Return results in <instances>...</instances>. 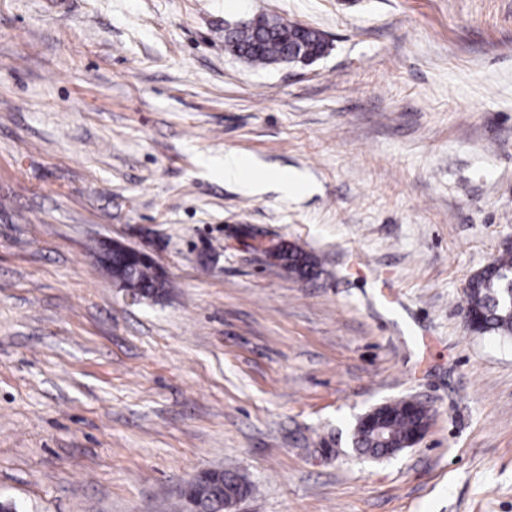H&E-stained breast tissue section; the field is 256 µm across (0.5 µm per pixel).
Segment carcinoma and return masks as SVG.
Masks as SVG:
<instances>
[{
  "label": "carcinoma",
  "instance_id": "obj_1",
  "mask_svg": "<svg viewBox=\"0 0 512 512\" xmlns=\"http://www.w3.org/2000/svg\"><path fill=\"white\" fill-rule=\"evenodd\" d=\"M265 33L252 38L242 32L224 30V48L250 65L267 67L281 64L291 48L317 60L324 55L327 43L324 36L302 24L280 17H261ZM274 259L290 273L308 275L315 266L312 256L294 247H284ZM512 273V243L502 249L489 264L474 274L465 290V310L481 317L475 332L512 336V305L506 291V278ZM112 275L124 287L136 289L144 297L157 294L156 285L166 288L168 280H159L157 268L152 264L131 267L124 254L112 255ZM388 423L399 444L406 438L416 421L427 418V410L420 404L410 414L401 403L387 405ZM249 494V488L238 477L221 468H211L204 481L198 483L194 494L196 512H224L230 501Z\"/></svg>",
  "mask_w": 512,
  "mask_h": 512
}]
</instances>
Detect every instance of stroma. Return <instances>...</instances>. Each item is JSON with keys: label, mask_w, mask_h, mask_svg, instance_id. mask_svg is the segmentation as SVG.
I'll list each match as a JSON object with an SVG mask.
<instances>
[{"label": "stroma", "mask_w": 512, "mask_h": 512, "mask_svg": "<svg viewBox=\"0 0 512 512\" xmlns=\"http://www.w3.org/2000/svg\"><path fill=\"white\" fill-rule=\"evenodd\" d=\"M259 14L328 55L228 53ZM507 239L512 0H0V500L179 512L222 468L233 512H512V338L463 323ZM103 240L167 294L129 301ZM408 398L425 438L360 455ZM251 169V166L239 156L234 154L224 156V179L226 181L252 188L265 180V175L256 170H253L254 175H246V171ZM274 259L281 263V266L299 276L308 275L315 266L312 256L294 247H284L274 255ZM384 406L385 404L379 405L362 416L355 431L373 432L383 444H388L390 441L388 428L384 424L383 418L377 415L378 411L382 410Z\"/></svg>", "instance_id": "stroma-1"}]
</instances>
